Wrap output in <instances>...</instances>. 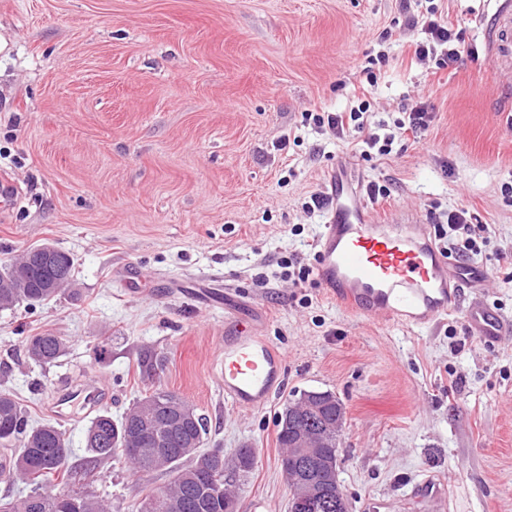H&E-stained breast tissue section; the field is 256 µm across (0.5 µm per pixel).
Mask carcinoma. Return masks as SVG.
Returning <instances> with one entry per match:
<instances>
[{
	"label": "carcinoma",
	"instance_id": "cac0c4a2",
	"mask_svg": "<svg viewBox=\"0 0 512 512\" xmlns=\"http://www.w3.org/2000/svg\"><path fill=\"white\" fill-rule=\"evenodd\" d=\"M62 278L71 285L73 267L66 252L58 249L50 260L39 263L28 262L24 253L0 268V309L49 302L61 294L55 285ZM25 344L28 356L39 364L54 363L66 352L64 339L51 333L27 336ZM186 405L188 401L178 394L154 389L117 420L110 412L100 411L85 434L89 464L95 467L110 460L134 437L141 452L128 459L133 472L140 478L158 472L171 477L163 494L150 491L139 507L147 505L150 512H226L232 490L218 495L210 492L212 462L224 456V450L204 447L207 421L200 414L194 420H182L180 412ZM343 419V404L333 393L307 391L278 414V444L284 449L294 447L301 424L308 430H329L336 442V424ZM0 447L13 456L12 478L35 486L33 494L39 497L35 508L28 495L1 497L0 512H110L105 501L91 491L58 490L85 478L68 465L71 448L64 433L50 422L33 425L28 412L7 391L0 392ZM337 451L336 447L320 448L307 458H296L286 471L289 498L299 495L300 463L309 458L322 496L336 504V496L344 495L342 485L336 482Z\"/></svg>",
	"mask_w": 512,
	"mask_h": 512
}]
</instances>
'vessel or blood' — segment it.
I'll list each match as a JSON object with an SVG mask.
<instances>
[{"label":"vessel or blood","instance_id":"obj_1","mask_svg":"<svg viewBox=\"0 0 512 512\" xmlns=\"http://www.w3.org/2000/svg\"><path fill=\"white\" fill-rule=\"evenodd\" d=\"M356 196L347 183L336 182L329 219L317 237L314 279L337 301L354 313L411 329L460 313L473 335L487 345L512 333V323L486 305L459 303L461 288L481 284L483 270L443 251L431 225L377 217ZM285 365L284 355L253 321L235 320L224 338L219 372L225 398L245 410L265 407L283 382ZM106 398V390L82 383L59 393L50 412L64 417L78 407L95 409ZM419 497L435 510L447 502L448 489L428 478L419 487Z\"/></svg>","mask_w":512,"mask_h":512}]
</instances>
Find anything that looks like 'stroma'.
Returning a JSON list of instances; mask_svg holds the SVG:
<instances>
[{"label":"stroma","instance_id":"1","mask_svg":"<svg viewBox=\"0 0 512 512\" xmlns=\"http://www.w3.org/2000/svg\"><path fill=\"white\" fill-rule=\"evenodd\" d=\"M459 23L453 67L418 62L408 12ZM0 264L45 242L74 259L75 293L0 310V390L33 423L66 380L104 386L120 417L161 387L208 421L206 447L258 463L237 512H288L277 415L308 390L342 401L339 479L352 512H424L416 488L441 480L440 512H512V335L486 345L463 315L411 330L358 315L314 279L328 173L353 163L390 190L375 208L429 224L467 209L486 225L467 288L512 319V0H0ZM369 101L344 138L306 122ZM430 114L421 134L399 120ZM392 151H362L366 135ZM262 311L286 358L276 400L243 411L213 363L224 299ZM67 341L56 363L27 336ZM158 354L152 378L143 351ZM169 477L101 464L82 486L112 506ZM28 356L39 364L56 362L66 352V342L60 336L51 333L25 337Z\"/></svg>","mask_w":512,"mask_h":512}]
</instances>
